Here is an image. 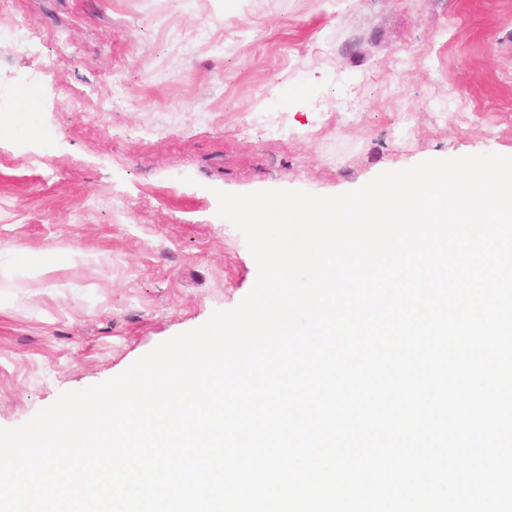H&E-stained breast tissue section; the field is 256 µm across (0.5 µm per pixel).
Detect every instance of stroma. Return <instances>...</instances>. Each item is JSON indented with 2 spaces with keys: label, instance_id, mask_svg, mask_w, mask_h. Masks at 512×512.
<instances>
[{
  "label": "stroma",
  "instance_id": "obj_1",
  "mask_svg": "<svg viewBox=\"0 0 512 512\" xmlns=\"http://www.w3.org/2000/svg\"><path fill=\"white\" fill-rule=\"evenodd\" d=\"M16 111L0 127V428L241 302L257 265L216 191L336 195L511 153L512 0H6L0 113ZM76 244L92 259L73 268Z\"/></svg>",
  "mask_w": 512,
  "mask_h": 512
}]
</instances>
